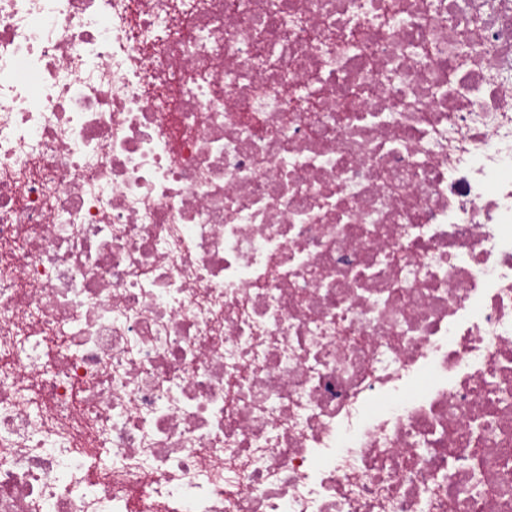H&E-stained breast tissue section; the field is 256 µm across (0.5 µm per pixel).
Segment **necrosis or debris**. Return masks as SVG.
Instances as JSON below:
<instances>
[{
    "instance_id": "necrosis-or-debris-1",
    "label": "necrosis or debris",
    "mask_w": 512,
    "mask_h": 512,
    "mask_svg": "<svg viewBox=\"0 0 512 512\" xmlns=\"http://www.w3.org/2000/svg\"><path fill=\"white\" fill-rule=\"evenodd\" d=\"M0 512H512V0H0Z\"/></svg>"
}]
</instances>
